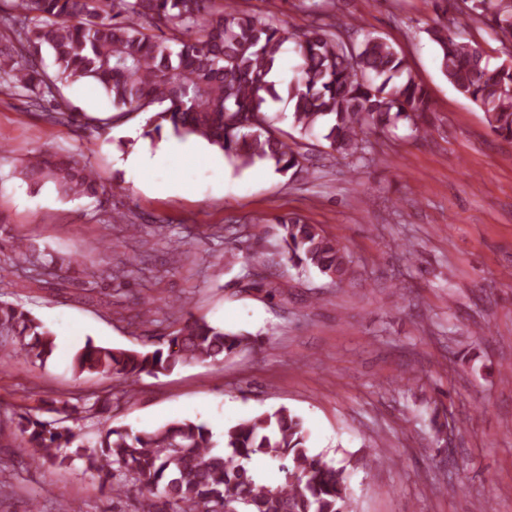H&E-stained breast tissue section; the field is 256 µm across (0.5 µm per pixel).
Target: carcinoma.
Wrapping results in <instances>:
<instances>
[{
  "mask_svg": "<svg viewBox=\"0 0 512 512\" xmlns=\"http://www.w3.org/2000/svg\"><path fill=\"white\" fill-rule=\"evenodd\" d=\"M311 22L294 31L268 17L237 8L233 0H0V28L12 34L0 50V88L14 90L34 106L53 100L43 113L53 124L77 121L62 87L79 80L95 84L112 104L105 127L131 113L147 115L144 136L170 130L198 136L219 147L239 168L258 162L281 174L306 171V156L289 143L293 135L274 125L273 104L287 99L288 122L300 136L321 135L330 155L353 158L366 151L367 134L403 120L426 135L431 101L416 81L407 57L381 35L353 37L355 24L334 14L336 0H301ZM441 14L426 29L441 73L480 107L491 132L512 140V63L489 64L483 52L453 32L464 21L485 25L512 58V0H432ZM334 18L323 22L322 16ZM170 31L149 36L143 25ZM296 66L281 67L286 45ZM47 53L52 67L43 63ZM19 176L31 188L51 184L64 199L104 193L80 151L44 150L22 163ZM284 251L294 266L342 283L351 275L350 255L340 242L298 216L280 217ZM16 250L29 278L62 270L55 257ZM243 292L271 295L274 289L251 272ZM169 306L181 320L158 346L129 350L87 341L73 356L78 375L97 373L113 385L93 401H43L52 420L27 408L11 419L20 447L36 465L49 462L84 472L114 497L135 487L154 499L155 512H352L347 468H366L362 456L336 467L309 446L300 416L281 406L224 427L220 439L203 423L174 421L132 432L107 428L94 444L79 442L73 424L112 410L117 397L135 391L144 376L179 365L219 363L252 349L257 340L194 316L176 298ZM45 364L56 347L54 332L8 302L0 301V348ZM265 457L283 474L277 484L257 479L249 468Z\"/></svg>",
  "mask_w": 512,
  "mask_h": 512,
  "instance_id": "1",
  "label": "carcinoma"
}]
</instances>
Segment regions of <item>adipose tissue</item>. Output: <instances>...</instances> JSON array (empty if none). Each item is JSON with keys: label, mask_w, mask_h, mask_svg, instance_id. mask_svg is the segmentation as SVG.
<instances>
[{"label": "adipose tissue", "mask_w": 512, "mask_h": 512, "mask_svg": "<svg viewBox=\"0 0 512 512\" xmlns=\"http://www.w3.org/2000/svg\"><path fill=\"white\" fill-rule=\"evenodd\" d=\"M203 160L224 169L228 163L222 150L203 139L190 136L186 139H169L153 144L139 139L137 144L116 157V166L126 178L134 180L144 171H152L155 180L152 189L164 196H183L187 193L184 182L174 177L179 162Z\"/></svg>", "instance_id": "1"}]
</instances>
